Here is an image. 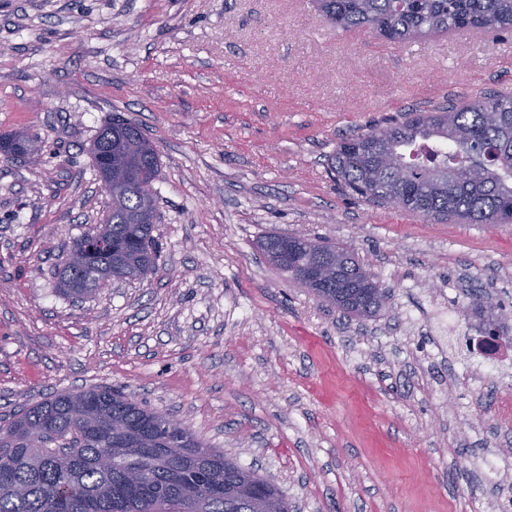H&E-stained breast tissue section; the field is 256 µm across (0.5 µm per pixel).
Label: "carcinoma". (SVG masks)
<instances>
[{
	"mask_svg": "<svg viewBox=\"0 0 512 512\" xmlns=\"http://www.w3.org/2000/svg\"><path fill=\"white\" fill-rule=\"evenodd\" d=\"M341 28L406 42L428 33L471 28L512 32V0H315ZM5 149L41 141L36 133L3 136ZM93 167L112 168L121 184L96 233L107 247L85 253L74 240L59 272L63 292L82 297L114 279L156 272L153 230L159 154L134 123L113 116L89 149ZM336 179L358 196L446 224L512 223V97L484 95L415 112L406 120L345 139L328 157ZM269 260L296 279L302 266L339 255L338 280L306 288L349 316L385 306L380 286L349 251L332 243L270 234L258 242ZM258 512L262 496L288 502L255 472L206 447L187 428L125 394L94 386L29 404L0 424V512Z\"/></svg>",
	"mask_w": 512,
	"mask_h": 512,
	"instance_id": "cac0c4a2",
	"label": "carcinoma"
}]
</instances>
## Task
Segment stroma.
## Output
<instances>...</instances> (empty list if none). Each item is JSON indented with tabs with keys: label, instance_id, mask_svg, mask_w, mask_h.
Listing matches in <instances>:
<instances>
[{
	"label": "stroma",
	"instance_id": "obj_1",
	"mask_svg": "<svg viewBox=\"0 0 512 512\" xmlns=\"http://www.w3.org/2000/svg\"><path fill=\"white\" fill-rule=\"evenodd\" d=\"M512 97V33L393 42L314 0H0V421L124 390L255 470L291 512H499L512 503V360L466 339L480 291L512 337V224H435L338 183L345 137L436 104ZM160 157L152 280L75 299L58 269L107 213L88 148L113 115ZM323 237L388 293L348 318L266 261ZM457 329L435 334L440 312Z\"/></svg>",
	"mask_w": 512,
	"mask_h": 512
}]
</instances>
